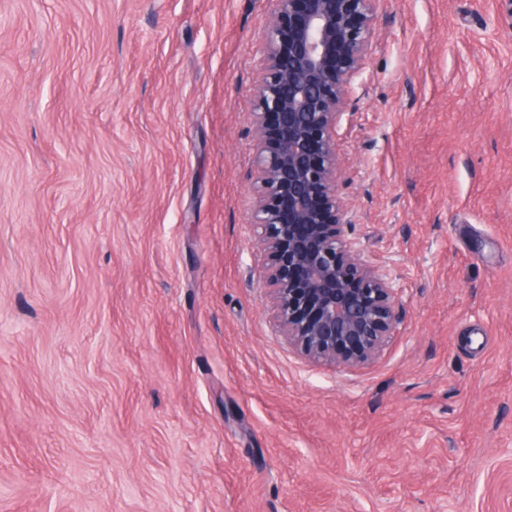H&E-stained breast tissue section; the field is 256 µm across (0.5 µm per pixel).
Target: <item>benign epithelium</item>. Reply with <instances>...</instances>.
I'll return each instance as SVG.
<instances>
[{"mask_svg":"<svg viewBox=\"0 0 512 512\" xmlns=\"http://www.w3.org/2000/svg\"><path fill=\"white\" fill-rule=\"evenodd\" d=\"M254 93L250 215L280 335L313 363L354 368L393 335L402 290L350 239L340 131L378 30L377 0H271Z\"/></svg>","mask_w":512,"mask_h":512,"instance_id":"obj_1","label":"benign epithelium"}]
</instances>
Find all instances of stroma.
<instances>
[{"mask_svg":"<svg viewBox=\"0 0 512 512\" xmlns=\"http://www.w3.org/2000/svg\"><path fill=\"white\" fill-rule=\"evenodd\" d=\"M269 0H0V512H512V0H380L341 131L384 352L276 332Z\"/></svg>","mask_w":512,"mask_h":512,"instance_id":"obj_1","label":"stroma"}]
</instances>
